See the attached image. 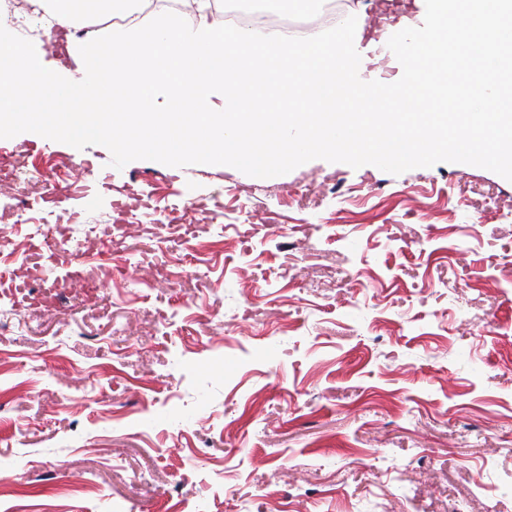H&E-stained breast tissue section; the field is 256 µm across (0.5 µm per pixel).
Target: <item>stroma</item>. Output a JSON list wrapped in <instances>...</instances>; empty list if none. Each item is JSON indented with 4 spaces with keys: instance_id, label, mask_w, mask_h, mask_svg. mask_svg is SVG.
<instances>
[{
    "instance_id": "35a3bbf8",
    "label": "stroma",
    "mask_w": 512,
    "mask_h": 512,
    "mask_svg": "<svg viewBox=\"0 0 512 512\" xmlns=\"http://www.w3.org/2000/svg\"><path fill=\"white\" fill-rule=\"evenodd\" d=\"M81 38L32 42L76 81ZM16 151L72 163L61 232L123 220L128 258L98 245L85 299H0V326L28 320L0 333V512H512L511 181L315 159L102 183L104 146Z\"/></svg>"
}]
</instances>
